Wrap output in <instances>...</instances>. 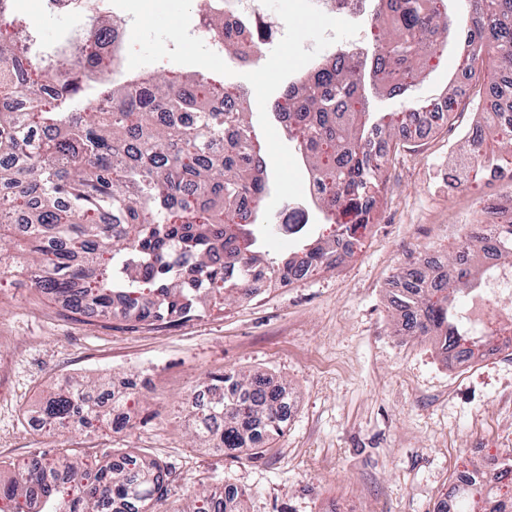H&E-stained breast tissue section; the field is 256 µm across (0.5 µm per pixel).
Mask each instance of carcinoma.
<instances>
[{"mask_svg":"<svg viewBox=\"0 0 512 512\" xmlns=\"http://www.w3.org/2000/svg\"><path fill=\"white\" fill-rule=\"evenodd\" d=\"M461 22L470 52L466 71L479 81L486 58L497 64L494 83L512 87V0H468ZM208 25L224 32V51L240 53L241 33L224 30L222 13ZM454 25L442 0H378L372 61L341 53L288 84L275 119L304 154L331 232L302 249L286 267L312 273L336 263V241L352 239L371 223L385 162L366 147L371 116L365 79L403 94L444 48ZM19 41H0V227L25 225L0 238V253L17 248L26 270L46 294L64 295L82 281L81 297L114 317L168 322L206 311L228 298L252 294L251 272L278 271L264 263L259 206L268 190L261 144L246 119L245 92L198 74L134 77L112 88L106 103L67 112L66 100L83 91L71 51L53 64L19 62ZM134 84L141 94L132 96ZM26 102L30 111L19 113ZM415 112L382 115L372 127L390 138L406 136ZM231 126L237 139L224 141ZM492 137L512 155V102L483 108L466 154L479 179L512 188V159L488 153ZM465 243L448 260L443 284L417 267L391 303L407 315L405 333L434 336L444 345L469 335L461 298L498 266L512 263V223L485 231L465 225ZM209 405L188 418L192 438L205 448L265 446L283 434L281 396L262 373L224 371L207 376ZM98 389L75 382L41 407L43 423L61 434L92 422ZM105 464L69 454L33 462L0 487V512H156L167 499L164 468L114 453ZM246 512L235 491L228 502L209 487L182 512Z\"/></svg>","mask_w":512,"mask_h":512,"instance_id":"cac0c4a2","label":"carcinoma"}]
</instances>
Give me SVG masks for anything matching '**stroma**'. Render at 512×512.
<instances>
[{"label":"stroma","mask_w":512,"mask_h":512,"mask_svg":"<svg viewBox=\"0 0 512 512\" xmlns=\"http://www.w3.org/2000/svg\"><path fill=\"white\" fill-rule=\"evenodd\" d=\"M34 31L33 56L70 20L42 0H18ZM463 26L404 94L369 89L375 113L437 111L456 88L453 110L390 155L371 234L339 266L268 288L250 299L167 324L59 315L62 300L40 293L27 271L0 276V478L34 457H91L123 448L171 472L160 512H176L200 485L243 492L247 512H433L468 448L512 456V350L493 361L450 367L428 336L397 333L390 292L425 252L447 248L498 184L450 198L435 182L458 175L463 145L484 101L463 70ZM260 372L285 386L295 412L282 437L257 455L193 446L183 411L207 374ZM146 378L127 428L38 429L34 414L71 378Z\"/></svg>","instance_id":"stroma-1"}]
</instances>
